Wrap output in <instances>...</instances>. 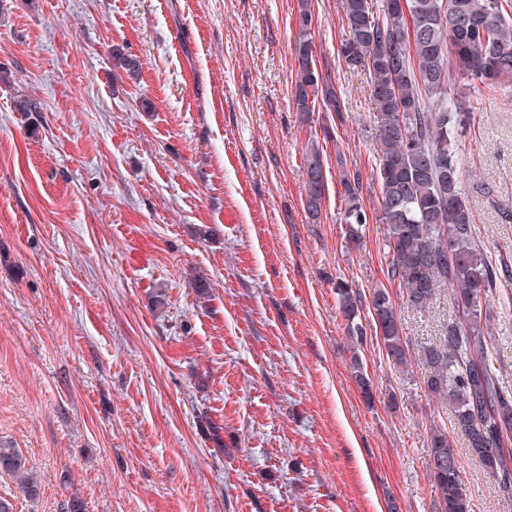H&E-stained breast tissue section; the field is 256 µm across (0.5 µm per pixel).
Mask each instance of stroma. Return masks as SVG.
I'll use <instances>...</instances> for the list:
<instances>
[{"label":"stroma","instance_id":"obj_1","mask_svg":"<svg viewBox=\"0 0 512 512\" xmlns=\"http://www.w3.org/2000/svg\"><path fill=\"white\" fill-rule=\"evenodd\" d=\"M313 6L340 122L295 110L296 0H0V440L42 480L31 502L0 471L14 512L74 495L86 512H441L429 429L453 408L428 393L422 355L455 309L398 298L403 367L363 314L366 404L336 283L399 288L384 224L350 243L338 168L376 205L375 107L367 72L337 57L339 0ZM23 96L38 111L17 112ZM471 98L462 188L506 267L487 323L512 384V82ZM311 139L328 177L315 224ZM455 441L473 512H512Z\"/></svg>","mask_w":512,"mask_h":512}]
</instances>
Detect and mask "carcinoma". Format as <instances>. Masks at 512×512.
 I'll return each instance as SVG.
<instances>
[{"label": "carcinoma", "instance_id": "obj_1", "mask_svg": "<svg viewBox=\"0 0 512 512\" xmlns=\"http://www.w3.org/2000/svg\"><path fill=\"white\" fill-rule=\"evenodd\" d=\"M506 2L405 0L402 5L400 0H383L376 9L372 0H341L347 34L338 56L369 73L382 157L372 213L363 200L360 171L339 170L341 220L353 241L372 218L386 225L387 277L402 289L408 306L425 310L446 287L458 311L448 321L442 344L424 350L428 392L453 407L452 429L434 426L430 431L427 470L442 512H473L455 433L512 496V448L504 447L503 439L512 431V388L501 382L486 325L499 277L476 238L454 136L461 113L473 110L468 87L512 80V17ZM295 21L296 111L306 116L318 104L341 120L345 102L331 76L319 72L315 63L311 0H297ZM303 171L306 209L316 219L327 174L323 149L311 138ZM336 298L355 346L363 344L360 308L366 303L386 355L399 366L408 363L407 342L389 289L375 288L364 300L339 282ZM349 368L365 399L373 401L371 381L355 351ZM0 470L13 475L23 495L39 497L37 471L6 442H0Z\"/></svg>", "mask_w": 512, "mask_h": 512}]
</instances>
